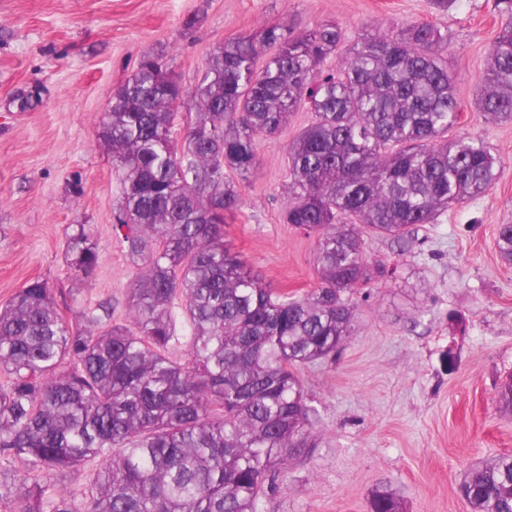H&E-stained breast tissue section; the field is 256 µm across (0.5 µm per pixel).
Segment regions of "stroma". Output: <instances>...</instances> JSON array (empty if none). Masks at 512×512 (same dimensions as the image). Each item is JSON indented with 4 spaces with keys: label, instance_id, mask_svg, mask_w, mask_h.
Returning <instances> with one entry per match:
<instances>
[{
    "label": "stroma",
    "instance_id": "35a3bbf8",
    "mask_svg": "<svg viewBox=\"0 0 512 512\" xmlns=\"http://www.w3.org/2000/svg\"><path fill=\"white\" fill-rule=\"evenodd\" d=\"M432 20L447 31L448 69L463 117L454 138L478 136L501 173L483 197L421 228L398 249L365 243L369 262L395 277L352 296L354 330L335 359L303 370L314 410L313 447L292 455L261 512H370L388 491L403 512H470L468 471L512 453V414L498 387L512 375V266L496 249L512 224V122L488 121L475 101L500 28L496 0H0V305L32 278L67 289L72 311L107 302L127 323L136 268L112 226L121 173L100 145L98 116L147 55L162 57L192 88L209 53L263 25L300 34L340 25L347 42L366 26ZM306 108L259 147L239 190L241 211L224 238L276 291L301 296L317 283V238L282 220L287 144ZM90 225L93 275L75 279L68 225Z\"/></svg>",
    "mask_w": 512,
    "mask_h": 512
}]
</instances>
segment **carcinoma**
Returning a JSON list of instances; mask_svg holds the SVG:
<instances>
[{
  "mask_svg": "<svg viewBox=\"0 0 512 512\" xmlns=\"http://www.w3.org/2000/svg\"><path fill=\"white\" fill-rule=\"evenodd\" d=\"M489 51L478 105L512 122V0ZM342 28L294 35L264 26L214 48L184 90L159 57L143 58L99 117L98 137L122 172L116 236L138 267L132 326L98 330L110 309L71 320L48 281L29 280L0 307V472L8 512H259L313 423L303 370L336 355L354 329L350 294L389 270L370 265L364 235L403 243L496 184L500 167L477 137L448 138L461 120L432 22L369 25L337 59ZM195 102L183 128L178 110ZM301 106L311 123L288 143L283 223L317 236L318 285L276 293L224 245V217L242 208L233 180L259 164ZM66 259L87 279L99 246L87 224L65 234ZM496 248L512 265V224ZM191 328L173 357L171 304ZM101 460L83 510L53 478ZM471 512H512V455L472 468L460 488ZM372 512H401L387 491Z\"/></svg>",
  "mask_w": 512,
  "mask_h": 512,
  "instance_id": "1",
  "label": "carcinoma"
}]
</instances>
